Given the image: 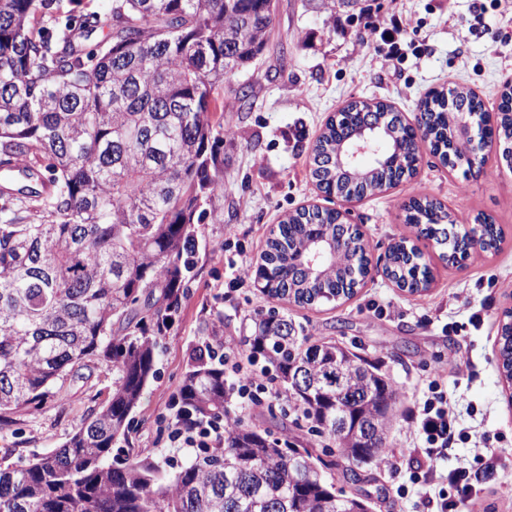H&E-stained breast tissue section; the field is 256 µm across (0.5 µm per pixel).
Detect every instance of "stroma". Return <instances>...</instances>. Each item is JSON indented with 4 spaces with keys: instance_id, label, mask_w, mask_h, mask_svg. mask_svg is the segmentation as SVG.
<instances>
[{
    "instance_id": "stroma-1",
    "label": "stroma",
    "mask_w": 512,
    "mask_h": 512,
    "mask_svg": "<svg viewBox=\"0 0 512 512\" xmlns=\"http://www.w3.org/2000/svg\"><path fill=\"white\" fill-rule=\"evenodd\" d=\"M373 20L400 16L405 23L401 53L390 57L382 41L365 40L363 21L340 20L328 29L303 0H277V18L256 68L224 82V192L208 209L220 222L198 227V263L175 324L160 340L157 377L145 390L130 435L133 447L166 451L156 418L170 414V401L190 369L195 349L213 337L236 344L250 333L255 312L272 301L253 282L230 284L234 266L256 265L272 229L295 210L324 205L309 173V155L327 118L350 100L391 103L413 119L429 91L465 86L475 92L512 82V0H372ZM251 87L249 103L239 100ZM477 180L424 153L415 175L395 188L353 203L333 199L350 212L372 262L383 263L391 244L415 240L433 272L428 291L408 294L385 275L368 281L349 300L313 308L284 304V312L313 340L332 339L377 365L400 392L399 421L391 431L395 449L421 444L406 417L419 411L431 371L456 357L469 372L448 371L442 385L467 440L457 442L434 467L403 458L397 469H367L357 483L344 480L347 463L337 459L326 475L369 512H427L423 497H437L458 466H473L475 448L492 453L493 472L483 481L479 501L459 512H512V386L503 380L497 340L505 309L512 307V170L499 168L485 152ZM430 197L452 212L490 217L502 231L495 252L474 254L465 267L449 265L429 240L416 238L404 207ZM224 323L212 327L213 311ZM112 393V371L92 370L89 378L68 377L45 405L15 415L0 429V456L28 464L33 455L57 448L92 410ZM285 392L262 406L238 410L243 423L278 430L281 412L292 409Z\"/></svg>"
}]
</instances>
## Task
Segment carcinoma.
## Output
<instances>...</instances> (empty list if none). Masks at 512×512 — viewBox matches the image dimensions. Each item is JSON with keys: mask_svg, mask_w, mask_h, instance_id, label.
<instances>
[{"mask_svg": "<svg viewBox=\"0 0 512 512\" xmlns=\"http://www.w3.org/2000/svg\"><path fill=\"white\" fill-rule=\"evenodd\" d=\"M363 0H306L336 26ZM50 0H0V426L41 406L73 372L112 365V395L61 446L26 465L0 458V512H358L361 501L327 480L325 456L345 458L356 482L381 464L396 421L397 387L363 356L311 341L272 306L251 317L240 344L290 393L308 433L334 447L233 416L224 366L197 357L171 408L192 424L221 418L224 445L195 448L180 463L128 441L145 387L156 378L159 337L178 316L198 255L197 225L224 193V125L214 124L224 79L257 64L276 21V0H112L52 33L36 28ZM108 29L101 41L97 34ZM418 132L383 101L338 108L311 149L310 174L326 195L374 193L413 176L418 141L448 164V99L420 100ZM359 112H389L394 168L336 176L332 157ZM490 131L512 137V96L500 95ZM24 162L33 187L9 173ZM336 210L312 207L272 231L251 278L271 299L302 308L350 299L363 241L336 251ZM406 223L430 237L454 216L428 197L409 202ZM480 248L500 230L485 220ZM407 240L392 244L384 272L397 285L416 273ZM502 374L512 385V335L501 328Z\"/></svg>", "mask_w": 512, "mask_h": 512, "instance_id": "carcinoma-1", "label": "carcinoma"}]
</instances>
